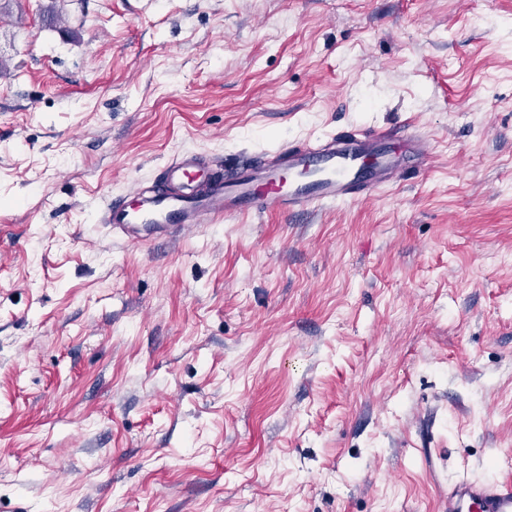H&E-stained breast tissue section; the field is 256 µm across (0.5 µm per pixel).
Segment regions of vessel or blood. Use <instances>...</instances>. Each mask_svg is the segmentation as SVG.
Returning a JSON list of instances; mask_svg holds the SVG:
<instances>
[{
	"label": "vessel or blood",
	"mask_w": 512,
	"mask_h": 512,
	"mask_svg": "<svg viewBox=\"0 0 512 512\" xmlns=\"http://www.w3.org/2000/svg\"><path fill=\"white\" fill-rule=\"evenodd\" d=\"M431 155V143L418 132L374 127L280 147L233 168L182 152L153 182L99 208L97 221L129 245L173 239L223 216L364 200L424 172ZM448 512H512V483L456 481L448 488Z\"/></svg>",
	"instance_id": "vessel-or-blood-1"
}]
</instances>
